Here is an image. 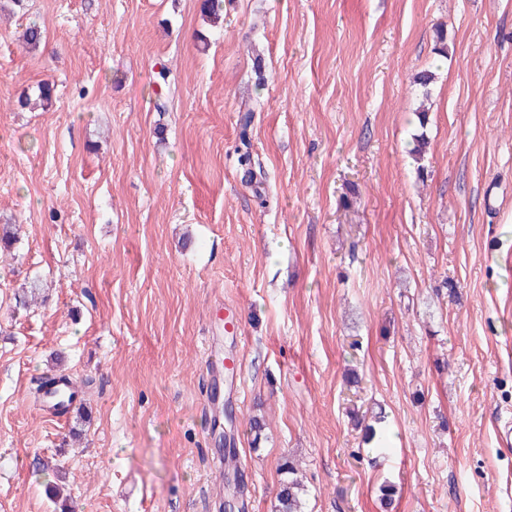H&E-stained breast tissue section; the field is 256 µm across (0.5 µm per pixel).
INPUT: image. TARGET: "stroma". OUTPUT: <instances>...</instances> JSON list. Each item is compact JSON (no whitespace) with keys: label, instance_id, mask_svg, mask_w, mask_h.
<instances>
[{"label":"stroma","instance_id":"35a3bbf8","mask_svg":"<svg viewBox=\"0 0 512 512\" xmlns=\"http://www.w3.org/2000/svg\"><path fill=\"white\" fill-rule=\"evenodd\" d=\"M202 4L0 0V512H55L45 460L78 512H219L227 306L246 512L289 458L304 512H512V0ZM49 371L81 392L54 419ZM355 410L383 413L387 452Z\"/></svg>","mask_w":512,"mask_h":512}]
</instances>
